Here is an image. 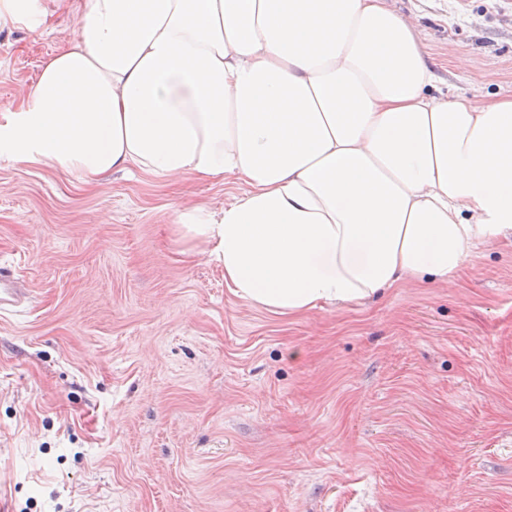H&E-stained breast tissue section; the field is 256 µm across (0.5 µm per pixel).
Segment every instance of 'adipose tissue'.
Returning <instances> with one entry per match:
<instances>
[{"label": "adipose tissue", "mask_w": 512, "mask_h": 512, "mask_svg": "<svg viewBox=\"0 0 512 512\" xmlns=\"http://www.w3.org/2000/svg\"><path fill=\"white\" fill-rule=\"evenodd\" d=\"M79 18L0 149L84 182L244 183L177 226L236 298L360 304L512 236V96L437 92L384 0H81Z\"/></svg>", "instance_id": "adipose-tissue-1"}]
</instances>
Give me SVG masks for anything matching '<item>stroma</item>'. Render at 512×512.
<instances>
[{"instance_id":"stroma-1","label":"stroma","mask_w":512,"mask_h":512,"mask_svg":"<svg viewBox=\"0 0 512 512\" xmlns=\"http://www.w3.org/2000/svg\"><path fill=\"white\" fill-rule=\"evenodd\" d=\"M444 91L512 94V0H385ZM76 8L0 30V124ZM242 184L89 187L0 153L6 512H512V241L445 284L279 316L175 241Z\"/></svg>"}]
</instances>
